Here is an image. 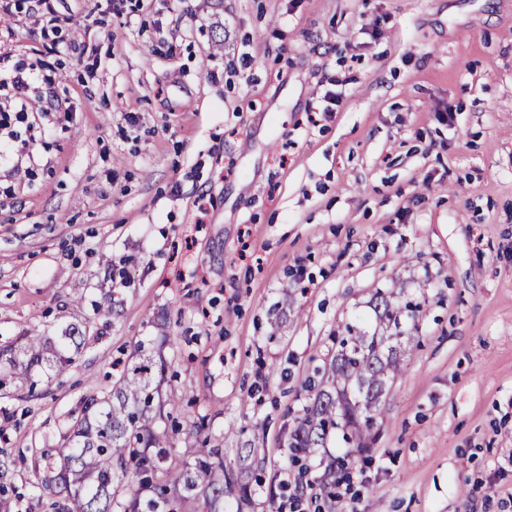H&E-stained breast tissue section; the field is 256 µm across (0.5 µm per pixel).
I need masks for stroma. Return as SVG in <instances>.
Wrapping results in <instances>:
<instances>
[{
	"label": "stroma",
	"instance_id": "35a3bbf8",
	"mask_svg": "<svg viewBox=\"0 0 512 512\" xmlns=\"http://www.w3.org/2000/svg\"><path fill=\"white\" fill-rule=\"evenodd\" d=\"M32 104L0 158V346L71 323V366L0 386L13 512H49L83 398L168 337L173 454L252 444L250 512L376 292L419 302L363 472L322 512H512V0H50L0 17Z\"/></svg>",
	"mask_w": 512,
	"mask_h": 512
}]
</instances>
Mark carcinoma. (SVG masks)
<instances>
[{
	"mask_svg": "<svg viewBox=\"0 0 512 512\" xmlns=\"http://www.w3.org/2000/svg\"><path fill=\"white\" fill-rule=\"evenodd\" d=\"M411 305H399L394 294H377L376 319L382 333H368L360 325L346 326L336 354L322 369L325 385L316 389L288 432L295 457L324 446L333 431L342 432L347 450L329 471L354 461L368 447L380 413L388 379L400 370L401 316ZM86 336L69 325L56 339L30 336L23 346L0 347V373L37 385L35 377L60 370L81 353ZM170 341L142 342L122 377L112 389L85 401L80 418L65 438L67 453L59 467H47L44 486L55 497V512H196L204 502L207 512H224V500L244 512L251 502L252 468L244 451L236 470L224 465L222 446L201 448L192 462L179 463L169 449V429L156 425L164 408H176L170 398L155 401L164 382L166 361L162 348Z\"/></svg>",
	"mask_w": 512,
	"mask_h": 512,
	"instance_id": "cac0c4a2",
	"label": "carcinoma"
}]
</instances>
